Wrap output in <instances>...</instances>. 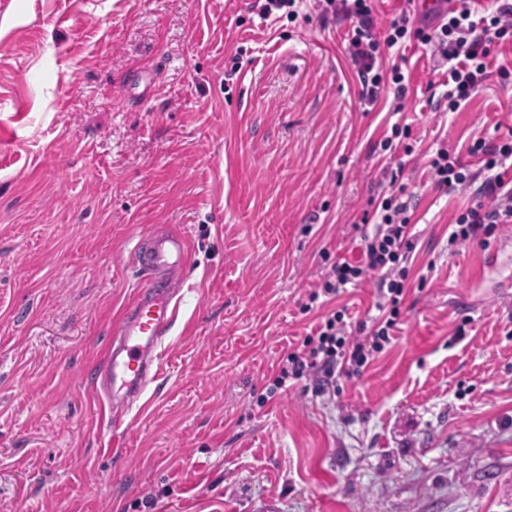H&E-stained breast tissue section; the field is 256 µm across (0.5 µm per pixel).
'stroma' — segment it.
Segmentation results:
<instances>
[{
	"label": "stroma",
	"instance_id": "1",
	"mask_svg": "<svg viewBox=\"0 0 512 512\" xmlns=\"http://www.w3.org/2000/svg\"><path fill=\"white\" fill-rule=\"evenodd\" d=\"M0 0V512H512V224L449 243L441 142L512 131V87L429 105L441 63L362 111L348 20L296 0ZM410 125L401 328L361 377L266 389L374 277L309 302ZM185 231L160 369L109 453L89 372L136 287L131 241Z\"/></svg>",
	"mask_w": 512,
	"mask_h": 512
}]
</instances>
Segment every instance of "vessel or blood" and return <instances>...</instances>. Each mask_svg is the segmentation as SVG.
Wrapping results in <instances>:
<instances>
[{
	"label": "vessel or blood",
	"mask_w": 512,
	"mask_h": 512,
	"mask_svg": "<svg viewBox=\"0 0 512 512\" xmlns=\"http://www.w3.org/2000/svg\"><path fill=\"white\" fill-rule=\"evenodd\" d=\"M130 256L142 280L113 319V337L101 355L104 367L99 379L116 453L124 447L121 425L138 386L157 374L156 350L173 322L177 288L189 265L188 238L182 233L150 232L135 241Z\"/></svg>",
	"instance_id": "obj_1"
}]
</instances>
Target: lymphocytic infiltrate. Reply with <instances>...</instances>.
Here are the masks:
<instances>
[{
  "label": "lymphocytic infiltrate",
  "mask_w": 512,
  "mask_h": 512,
  "mask_svg": "<svg viewBox=\"0 0 512 512\" xmlns=\"http://www.w3.org/2000/svg\"><path fill=\"white\" fill-rule=\"evenodd\" d=\"M326 2L351 22L345 53L360 79L362 105H376L389 85L396 99L404 100L407 77L401 67L387 66L386 61L391 49L411 41L445 65L441 98L449 111L465 106L490 77L504 85L512 83V71L494 67L490 59L492 46L512 45V0H456L452 9L435 12L433 18L417 20L406 12L384 26L379 25L371 0ZM467 153L478 163V173H471L453 146L438 149L428 160L434 190L448 196L468 192L473 197L455 219L449 235L453 243L479 242L499 225L512 224V144L478 139ZM368 205L355 227L357 258H338L320 292L309 299H335L373 274L378 278L376 317L369 322L348 319L345 306L325 315L280 360L274 390L306 379L323 391L337 378L362 376L370 357L381 352L397 331L413 249L410 207L399 191L370 198Z\"/></svg>",
  "instance_id": "obj_1"
}]
</instances>
